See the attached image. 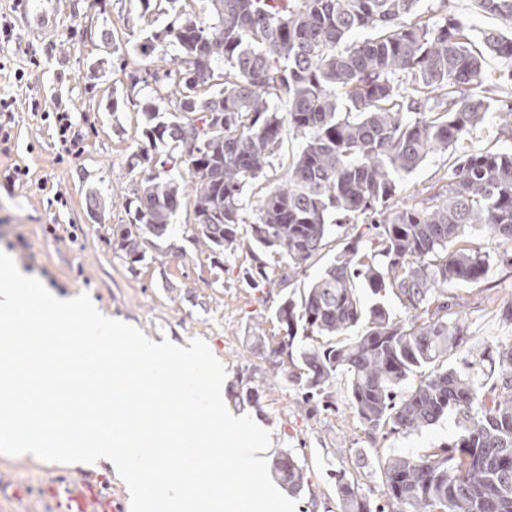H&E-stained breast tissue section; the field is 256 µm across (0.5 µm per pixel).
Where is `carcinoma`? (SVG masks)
<instances>
[{"mask_svg": "<svg viewBox=\"0 0 512 512\" xmlns=\"http://www.w3.org/2000/svg\"><path fill=\"white\" fill-rule=\"evenodd\" d=\"M137 2L143 28L167 6L172 15L142 45L144 75H130L132 93L154 82L142 106L149 150L136 153L142 178L113 246L136 268L184 210L195 244L223 256L240 247L246 224L252 263L242 284L287 288L336 229L370 225V243L349 238L308 287L282 294L277 344L259 325L248 344L327 410L345 378L372 441L454 419L452 440L425 454L366 451L361 469L379 473L376 499L337 470L339 512H512V344L447 363L467 342L448 288L480 283L490 264L488 252L460 242L484 229L512 243V149L463 146L494 118L512 139V100L490 110V93L512 86V0H476L498 21L479 47L453 14L417 17L420 0H193L202 22L194 7L176 9L179 0ZM362 30L376 35L351 40ZM170 44L179 61L149 56ZM489 56L503 68L488 73ZM287 134L302 139L301 151L249 216L248 185L274 166ZM440 150L455 155L440 188L394 205L396 177ZM169 161L185 166L191 185L163 171ZM360 287L393 292L406 317L366 305ZM362 322L363 333L347 337ZM236 397L260 409L258 387L247 382ZM272 469L289 494L303 493L306 470L293 453L281 452Z\"/></svg>", "mask_w": 512, "mask_h": 512, "instance_id": "cac0c4a2", "label": "carcinoma"}]
</instances>
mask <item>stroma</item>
<instances>
[{
    "label": "stroma",
    "mask_w": 512,
    "mask_h": 512,
    "mask_svg": "<svg viewBox=\"0 0 512 512\" xmlns=\"http://www.w3.org/2000/svg\"><path fill=\"white\" fill-rule=\"evenodd\" d=\"M136 0H0V17L13 30L0 40V96L13 97L15 122L9 154L0 153V250L8 251L27 273L61 297L85 293L110 316L134 324L152 340L203 339L225 365L226 385L246 380L258 385L262 402L253 419L271 431L273 452L291 451L304 464L307 486L296 498L297 512H338L334 470H355L369 445L349 408L344 378H337L335 411L298 407L285 377L273 376L246 336L255 324L276 334L273 313L278 287L250 289L240 275L251 262L248 248L213 257L191 240L187 213L174 220L167 239L149 247L148 259L130 269L113 246L112 230L125 218V201L141 179L131 158L141 144L142 115L124 88L131 72L141 70L145 34L132 28ZM110 33L128 48L117 64L100 40ZM23 72L15 81V72ZM47 109L62 106L83 153L60 159L54 120L31 112V101ZM440 150L399 179L396 202L411 204L438 190L452 164ZM30 170L11 182L13 165ZM97 192L101 214L87 212L88 192ZM65 202L49 205L54 193ZM492 257L488 277L478 285L449 289L466 313L469 343L512 344V323L501 316L512 303V267L500 264L501 247L487 233L473 239ZM453 419L444 418L422 433L378 438L379 457L415 454L448 442ZM84 476L94 487L124 494L125 488L104 464L83 468L41 464L25 456L0 454V512H50L47 490Z\"/></svg>",
    "instance_id": "1"
}]
</instances>
